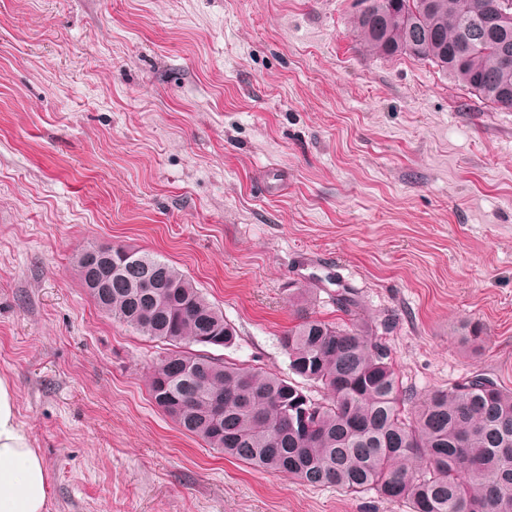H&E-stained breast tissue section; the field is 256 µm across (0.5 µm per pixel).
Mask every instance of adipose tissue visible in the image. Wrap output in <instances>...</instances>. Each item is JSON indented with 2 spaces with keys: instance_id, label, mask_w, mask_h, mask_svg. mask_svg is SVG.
Returning a JSON list of instances; mask_svg holds the SVG:
<instances>
[{
  "instance_id": "ef3b65f1",
  "label": "adipose tissue",
  "mask_w": 512,
  "mask_h": 512,
  "mask_svg": "<svg viewBox=\"0 0 512 512\" xmlns=\"http://www.w3.org/2000/svg\"><path fill=\"white\" fill-rule=\"evenodd\" d=\"M50 479L17 419L12 384L0 377V512H47Z\"/></svg>"
}]
</instances>
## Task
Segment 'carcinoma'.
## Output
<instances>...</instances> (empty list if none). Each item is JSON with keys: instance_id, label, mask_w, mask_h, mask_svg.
<instances>
[{"instance_id": "1", "label": "carcinoma", "mask_w": 512, "mask_h": 512, "mask_svg": "<svg viewBox=\"0 0 512 512\" xmlns=\"http://www.w3.org/2000/svg\"><path fill=\"white\" fill-rule=\"evenodd\" d=\"M362 0L354 32L383 57L429 62L501 110H512V69L500 63L512 26L470 36L486 0ZM112 276L91 265V246L73 263L99 309L136 333L169 345L152 365L154 403L185 433L257 470L299 483L373 491L409 512H512V389L483 373L418 397L406 390L386 344L371 333L354 294L338 290L333 323L304 313L281 337L288 375L204 354L235 329L194 280L158 256L136 250L134 266L111 246ZM159 287L138 288L142 276ZM463 343L480 348L482 329L464 328ZM314 383L316 400L295 381ZM224 394V421L211 417Z\"/></svg>"}]
</instances>
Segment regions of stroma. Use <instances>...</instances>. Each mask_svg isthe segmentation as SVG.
Masks as SVG:
<instances>
[{
  "instance_id": "35a3bbf8",
  "label": "stroma",
  "mask_w": 512,
  "mask_h": 512,
  "mask_svg": "<svg viewBox=\"0 0 512 512\" xmlns=\"http://www.w3.org/2000/svg\"><path fill=\"white\" fill-rule=\"evenodd\" d=\"M358 0H0V377L48 512H408L224 458L152 401L158 342L72 265L129 245L280 373L289 300L356 290L404 386L512 388V111L434 65L373 57ZM483 348L457 341L461 322Z\"/></svg>"
}]
</instances>
